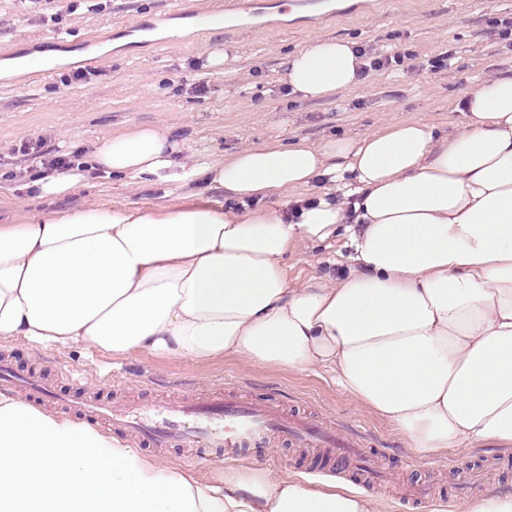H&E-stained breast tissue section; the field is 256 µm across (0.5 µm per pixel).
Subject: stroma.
<instances>
[{"label":"stroma","mask_w":512,"mask_h":512,"mask_svg":"<svg viewBox=\"0 0 512 512\" xmlns=\"http://www.w3.org/2000/svg\"><path fill=\"white\" fill-rule=\"evenodd\" d=\"M359 16L312 26L306 10L284 4L255 16L258 28L237 35L224 27L198 24L178 39H164L151 28L157 15L192 5L193 0H102L88 10L85 0H0V224H20L53 210L112 204L152 207L207 200L227 207L223 189L199 175L203 161L277 141L320 144L335 137L362 138L392 124L420 119L450 131L462 120L457 110L465 92L478 87L483 73L512 68V38L502 23L512 18V0H363ZM145 30L125 35L126 23ZM102 34L91 42L92 33ZM343 39L366 49L393 47L402 65L361 80L354 88L317 100L284 94L280 78L288 54L313 39ZM224 50L222 71L201 65L212 49ZM54 52L50 76L26 74L14 58ZM451 52L450 68L434 72L430 59ZM103 68L84 84L79 69ZM205 92H198V85ZM136 126L175 129L184 145L171 179L141 180L92 173L87 183L50 204L27 188L45 171L40 157L17 165L15 151L27 144L52 155L87 156L103 140ZM343 240L320 247L305 244L289 251L284 266L291 285L337 275ZM15 367L39 370L66 383L65 372L79 367L95 372L106 364L110 377L102 391L118 397L164 401L215 387L261 403L275 397L285 413L330 427L364 432V448L381 476L371 489L380 512H466L487 490H512V452L477 448L464 453L421 455L404 448L400 434L360 407L317 372H292L275 366H246L225 358L199 366L184 358L141 353L106 361L84 348L35 349L25 343L0 344V357ZM268 465L275 475L311 482L336 480L359 487L357 477L339 463L316 462L307 448L276 445L268 455L245 457V464Z\"/></svg>","instance_id":"obj_1"}]
</instances>
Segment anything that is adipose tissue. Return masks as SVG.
Instances as JSON below:
<instances>
[{
    "label": "adipose tissue",
    "mask_w": 512,
    "mask_h": 512,
    "mask_svg": "<svg viewBox=\"0 0 512 512\" xmlns=\"http://www.w3.org/2000/svg\"><path fill=\"white\" fill-rule=\"evenodd\" d=\"M350 42L288 55L322 99L360 78ZM442 134L405 120L362 139L272 142L204 164L241 212L205 201L53 211L0 225V343L320 367L407 448L512 451V70L463 96ZM182 143L139 127L35 180L55 202L91 172L157 176ZM292 217L249 203L299 188ZM345 238L335 280L293 287L300 244ZM0 512H377L375 498L259 467L219 480L0 394Z\"/></svg>",
    "instance_id": "adipose-tissue-1"
}]
</instances>
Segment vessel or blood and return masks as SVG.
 <instances>
[{
  "label": "vessel or blood",
  "mask_w": 512,
  "mask_h": 512,
  "mask_svg": "<svg viewBox=\"0 0 512 512\" xmlns=\"http://www.w3.org/2000/svg\"><path fill=\"white\" fill-rule=\"evenodd\" d=\"M68 379L69 389L59 391L38 373L20 375L8 364L0 365L1 391L23 392L40 404L55 401L73 414L135 435L151 448L184 449L183 462L190 467L205 466L216 453L235 460L286 440L336 455L344 463L360 459L367 480L379 475L373 460L363 457L358 436L344 437L310 421L288 418L272 400L256 404L214 391L181 401L129 402L89 393L91 380L81 371H70Z\"/></svg>",
  "instance_id": "1"
}]
</instances>
